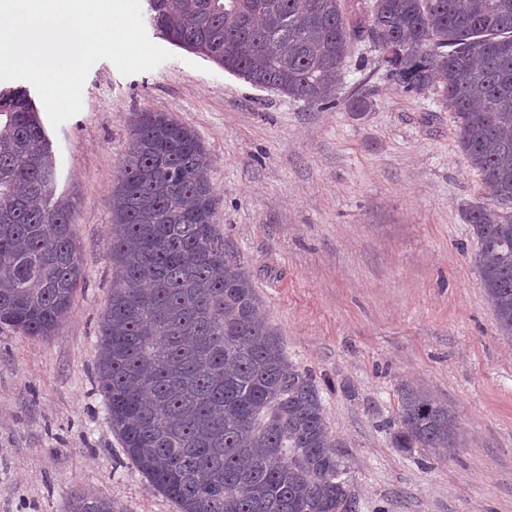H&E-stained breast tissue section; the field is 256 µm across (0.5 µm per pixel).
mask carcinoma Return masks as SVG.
<instances>
[{"mask_svg": "<svg viewBox=\"0 0 512 512\" xmlns=\"http://www.w3.org/2000/svg\"><path fill=\"white\" fill-rule=\"evenodd\" d=\"M162 38L259 87L327 109L358 44L408 92L440 95L481 177L467 211L481 286L512 338V0H148ZM208 154L165 112H143L119 166L112 291L96 381L138 472L180 512H352L343 444L321 388L288 359L215 224ZM23 87L0 89V324L49 336L84 274L73 207ZM453 409L404 385L392 445L459 447ZM72 512H117L83 494Z\"/></svg>", "mask_w": 512, "mask_h": 512, "instance_id": "obj_1", "label": "carcinoma"}]
</instances>
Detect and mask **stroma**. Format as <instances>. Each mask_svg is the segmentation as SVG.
I'll return each instance as SVG.
<instances>
[{
  "instance_id": "obj_1",
  "label": "stroma",
  "mask_w": 512,
  "mask_h": 512,
  "mask_svg": "<svg viewBox=\"0 0 512 512\" xmlns=\"http://www.w3.org/2000/svg\"><path fill=\"white\" fill-rule=\"evenodd\" d=\"M168 50L132 75L96 62L81 111L45 127L85 268L53 335L0 327V512H70L82 493L119 512H178L126 457L95 380L112 185L148 111L204 145L224 248L289 359L323 388L354 512H512V341L497 332L466 222L482 185L439 96L405 92L366 43L327 111ZM405 382L454 408L461 448H393Z\"/></svg>"
}]
</instances>
